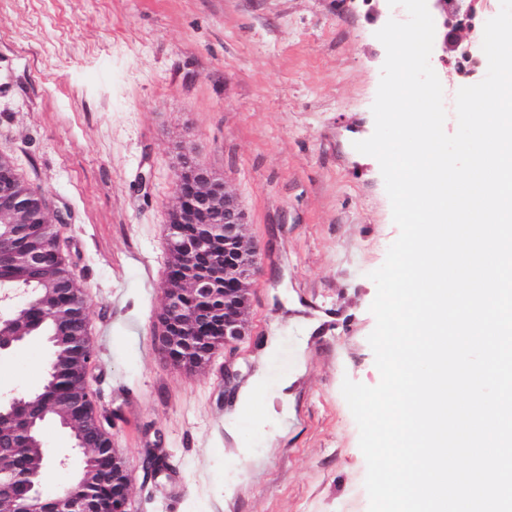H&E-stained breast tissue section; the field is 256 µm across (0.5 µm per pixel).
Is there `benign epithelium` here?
I'll list each match as a JSON object with an SVG mask.
<instances>
[{
    "mask_svg": "<svg viewBox=\"0 0 512 512\" xmlns=\"http://www.w3.org/2000/svg\"><path fill=\"white\" fill-rule=\"evenodd\" d=\"M499 0H427V7L436 21L434 47L446 64L461 67L469 65L467 74H474L483 60L480 32L476 19L496 10ZM27 213L43 219L46 235L41 241L58 250L62 262L54 268V276L45 282L47 288H66L71 296L69 310L54 307L49 318L55 331L50 342L68 349L75 359L83 383V390L69 402V413L59 420L42 408L46 390L26 392L8 400L0 399V427L17 419L23 407L35 408L29 417L25 432L39 448L47 447L44 427L57 422L71 431L72 451L84 455L88 448H101L110 459L107 478L123 489L117 512H128L133 473L125 458L112 446V424L108 423L96 402V395L88 383L95 368V354L89 336V319L85 304V288L74 276L67 259L68 241L62 236L65 218L50 213L49 202L43 192L23 181L11 160L0 154V218L9 214ZM223 242L220 254L202 268L196 254L209 250L215 241ZM167 269H174L177 277L164 279L163 302L159 314V343L167 362L176 369L202 372L210 364L213 354L221 347L230 346L248 335L249 295L252 281L259 273V251L247 234V222L235 196L224 180L196 161L189 144L181 146L174 179L173 203L166 223ZM193 288L203 296H219L224 305L209 314L224 326V337L210 346L195 364L186 365L172 356L179 343L192 348L195 342L194 325L197 312L187 307L181 289ZM14 296L0 292V354L9 352L27 342L24 336L11 333L13 322L19 317ZM42 473H37L27 493L18 502L17 512H46L47 499H55L56 512H95L91 497L76 494L64 487L49 495L42 484Z\"/></svg>",
    "mask_w": 512,
    "mask_h": 512,
    "instance_id": "1",
    "label": "benign epithelium"
}]
</instances>
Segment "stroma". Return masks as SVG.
I'll return each mask as SVG.
<instances>
[{"label": "stroma", "mask_w": 512, "mask_h": 512, "mask_svg": "<svg viewBox=\"0 0 512 512\" xmlns=\"http://www.w3.org/2000/svg\"><path fill=\"white\" fill-rule=\"evenodd\" d=\"M386 22L378 0H0V154L67 220L131 512H368L341 387L380 381L369 274L399 236L378 161L354 147L374 131ZM430 64L455 133L458 89L485 74ZM185 143L261 254L251 336L203 373L158 340ZM47 353L1 356L0 395L42 386ZM156 440L173 472L147 481Z\"/></svg>", "instance_id": "35a3bbf8"}]
</instances>
